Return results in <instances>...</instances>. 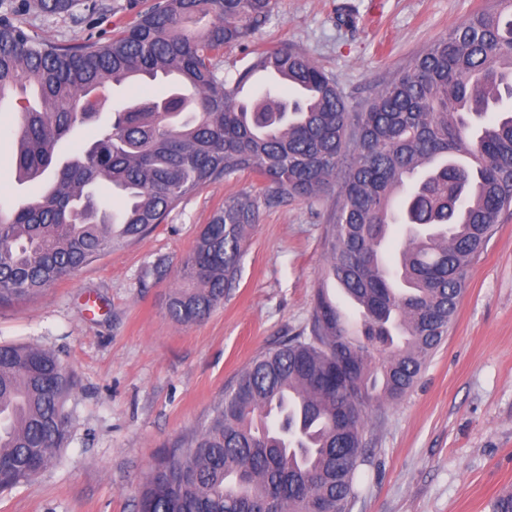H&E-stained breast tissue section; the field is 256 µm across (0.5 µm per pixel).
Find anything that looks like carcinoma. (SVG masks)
<instances>
[{
    "label": "carcinoma",
    "instance_id": "carcinoma-1",
    "mask_svg": "<svg viewBox=\"0 0 512 512\" xmlns=\"http://www.w3.org/2000/svg\"><path fill=\"white\" fill-rule=\"evenodd\" d=\"M276 0H161L106 43L36 40L0 18V106L21 182L51 171L49 187L0 208V301L41 294L160 224L185 198L249 172L269 198L334 193L325 263L306 326L255 357L208 423L164 454L140 512H351L365 461L363 407L415 384L448 335L473 258L512 212V0L448 31L351 108L336 81L288 45L253 53L218 76L224 46H247ZM51 14L98 5L36 0ZM260 69L281 74L244 108L240 90ZM178 76L163 99L147 94L113 111L95 140L62 162L76 126L107 107L102 87L130 75ZM466 154L467 167L455 156ZM122 197L116 208L96 189ZM257 219L248 194L224 199L186 260L187 286L168 298L177 324L206 318L236 283ZM412 226L397 265L383 252L391 226ZM334 282L359 308L331 298ZM73 379L53 351L0 345V491L54 465L69 439Z\"/></svg>",
    "mask_w": 512,
    "mask_h": 512
}]
</instances>
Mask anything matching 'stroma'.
<instances>
[{
	"label": "stroma",
	"instance_id": "35a3bbf8",
	"mask_svg": "<svg viewBox=\"0 0 512 512\" xmlns=\"http://www.w3.org/2000/svg\"><path fill=\"white\" fill-rule=\"evenodd\" d=\"M355 27L336 24L344 2ZM154 0H102L99 11L47 14L20 0L13 22L65 44L106 42ZM490 0H277L255 46L305 52L350 104L365 103ZM15 140L0 122V205L37 194L18 183ZM256 199L259 219L238 283L196 324L166 314L182 266L227 196ZM333 199L268 202L244 172L183 200L134 244L29 298L0 302V344L55 351L74 373L70 438L56 465L0 493V512H139L157 458L201 430L225 388L262 351L310 317ZM370 455L351 512H492L512 493V216L474 260L447 336L411 390L365 408Z\"/></svg>",
	"mask_w": 512,
	"mask_h": 512
}]
</instances>
